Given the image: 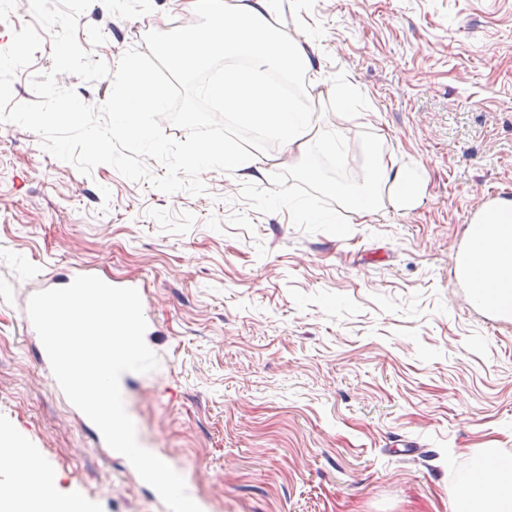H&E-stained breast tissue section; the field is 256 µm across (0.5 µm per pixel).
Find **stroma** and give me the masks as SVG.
<instances>
[{"label":"stroma","instance_id":"35a3bbf8","mask_svg":"<svg viewBox=\"0 0 512 512\" xmlns=\"http://www.w3.org/2000/svg\"><path fill=\"white\" fill-rule=\"evenodd\" d=\"M278 20L331 75L305 102L342 141L313 147L318 182L284 157L167 195L108 165L84 176L0 124V427L88 512L167 509L25 331L30 296L78 267L142 285L160 366L127 374L125 408L202 512H454L475 464L512 460V318L457 275L475 211L512 199V0H280ZM193 21L179 0H94L77 37L113 67ZM369 145L426 178L415 207L360 224L328 187L357 186Z\"/></svg>","mask_w":512,"mask_h":512}]
</instances>
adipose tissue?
I'll use <instances>...</instances> for the list:
<instances>
[{
    "label": "adipose tissue",
    "mask_w": 512,
    "mask_h": 512,
    "mask_svg": "<svg viewBox=\"0 0 512 512\" xmlns=\"http://www.w3.org/2000/svg\"><path fill=\"white\" fill-rule=\"evenodd\" d=\"M276 0H182L185 11L205 13V26L188 30L157 52L167 63L183 72H198L209 67L214 57L245 59L240 68L225 70L222 82L212 84L207 92L221 100L227 118L257 130L262 136L280 142L283 152L303 161L313 140L332 147L335 136L315 133L313 113L299 108L275 85L266 83L269 73L288 76L311 92L327 84L330 74L321 54L307 39L285 37L278 28ZM367 185L358 194L337 189L336 195L346 208L362 219L377 214L384 206V193H391L397 206L413 207L423 192V176L406 167L388 166L374 150H367ZM222 160L245 182L257 180L274 157L263 151L238 156L208 143L198 148L195 161L204 165ZM477 223L490 225L491 231L484 267L494 288H512V200L485 203L474 215ZM0 512H86L79 498L52 494L54 477L32 461L26 443L10 431L0 428ZM460 493L472 500L494 504L495 512H512V463L485 466L477 478L466 480Z\"/></svg>",
    "instance_id": "obj_1"
}]
</instances>
